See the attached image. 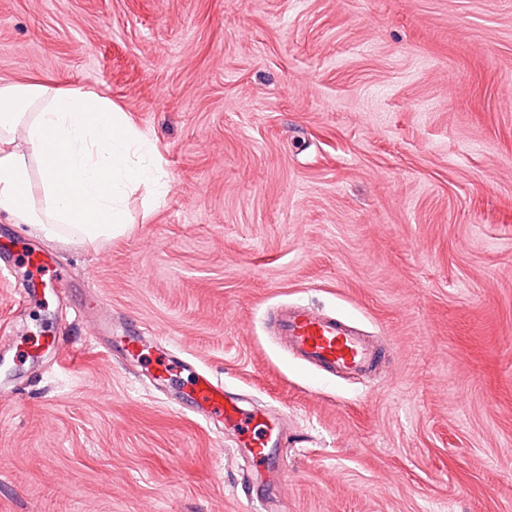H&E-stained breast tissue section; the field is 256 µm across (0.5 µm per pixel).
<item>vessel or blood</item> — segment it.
Segmentation results:
<instances>
[{"label": "vessel or blood", "mask_w": 512, "mask_h": 512, "mask_svg": "<svg viewBox=\"0 0 512 512\" xmlns=\"http://www.w3.org/2000/svg\"><path fill=\"white\" fill-rule=\"evenodd\" d=\"M25 266L30 274L28 298H42L47 292L62 293L64 278L51 254L24 248L0 251V268H10L12 262ZM276 334L285 349L299 360L324 371L361 373L372 370L379 348L368 338L336 317L310 308L294 305L279 308L274 317ZM155 372L158 378L188 396L196 415L207 421L224 424L237 442L250 449L252 466H262L278 445L266 416L246 409L232 397L224 383L205 369L177 353H162Z\"/></svg>", "instance_id": "1"}]
</instances>
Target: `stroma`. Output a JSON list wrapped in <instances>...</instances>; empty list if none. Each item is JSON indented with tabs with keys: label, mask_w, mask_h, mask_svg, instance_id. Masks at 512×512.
<instances>
[{
	"label": "stroma",
	"mask_w": 512,
	"mask_h": 512,
	"mask_svg": "<svg viewBox=\"0 0 512 512\" xmlns=\"http://www.w3.org/2000/svg\"><path fill=\"white\" fill-rule=\"evenodd\" d=\"M94 89L169 195L105 241L0 217L67 275L0 276V512H512V0H0V85ZM303 302L387 340L311 371ZM283 424L261 468L155 391L87 307ZM49 330L71 350L13 359ZM13 256L29 271L30 278L27 284L29 299L45 298L50 290L56 295L64 293L63 274L58 270L50 253L13 248Z\"/></svg>",
	"instance_id": "obj_1"
}]
</instances>
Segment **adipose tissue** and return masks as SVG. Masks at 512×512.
Listing matches in <instances>:
<instances>
[{
  "label": "adipose tissue",
  "mask_w": 512,
  "mask_h": 512,
  "mask_svg": "<svg viewBox=\"0 0 512 512\" xmlns=\"http://www.w3.org/2000/svg\"><path fill=\"white\" fill-rule=\"evenodd\" d=\"M165 198L152 144L111 99L50 80L0 85V212L14 224L87 241L128 221L136 188Z\"/></svg>",
  "instance_id": "1"
}]
</instances>
